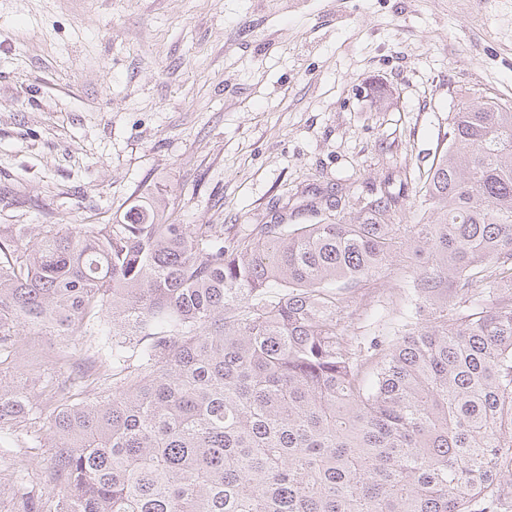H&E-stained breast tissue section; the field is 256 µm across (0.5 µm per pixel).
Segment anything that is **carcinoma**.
<instances>
[{
	"instance_id": "1",
	"label": "carcinoma",
	"mask_w": 512,
	"mask_h": 512,
	"mask_svg": "<svg viewBox=\"0 0 512 512\" xmlns=\"http://www.w3.org/2000/svg\"><path fill=\"white\" fill-rule=\"evenodd\" d=\"M409 183L415 224L349 190L229 246L159 186L105 224H0V431L46 414L53 512H512V104H463ZM393 263V333L347 334ZM25 333L112 358L30 376L39 400L5 368Z\"/></svg>"
}]
</instances>
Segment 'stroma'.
<instances>
[{"label":"stroma","mask_w":512,"mask_h":512,"mask_svg":"<svg viewBox=\"0 0 512 512\" xmlns=\"http://www.w3.org/2000/svg\"><path fill=\"white\" fill-rule=\"evenodd\" d=\"M512 102V0H0V224H92L159 185L178 224L232 239L312 224L348 186L407 194L450 115ZM391 267L353 294L381 331ZM85 341L24 336L13 371L56 378ZM51 451L0 436V512L50 495Z\"/></svg>","instance_id":"obj_1"}]
</instances>
